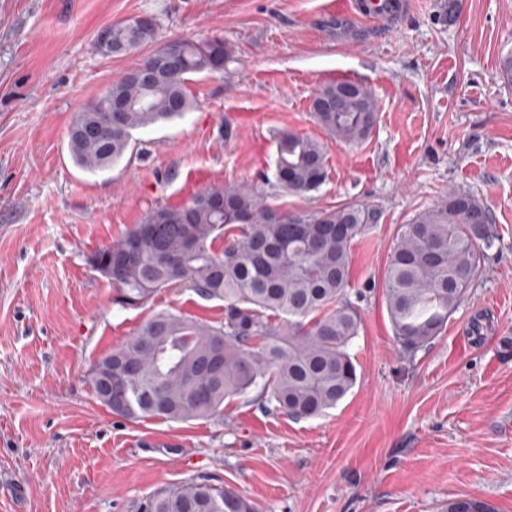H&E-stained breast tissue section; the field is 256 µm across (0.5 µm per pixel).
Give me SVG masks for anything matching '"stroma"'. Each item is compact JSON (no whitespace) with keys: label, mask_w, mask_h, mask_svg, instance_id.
<instances>
[{"label":"stroma","mask_w":512,"mask_h":512,"mask_svg":"<svg viewBox=\"0 0 512 512\" xmlns=\"http://www.w3.org/2000/svg\"><path fill=\"white\" fill-rule=\"evenodd\" d=\"M329 3L0 0V512H138L203 476L259 512H445L462 497L512 512V88L500 80L512 0H414L383 31L354 19L350 43ZM140 15L161 43L221 34L235 60L190 75L193 108L134 132L111 170H83L68 150L76 112L142 59L101 56L94 40ZM341 78L378 102L357 146L329 139L310 111ZM283 131L324 145L318 191L259 183ZM220 182L259 185L296 213L377 209L351 247V286L364 293L357 383L314 419L243 397L208 420L118 417L95 401L90 367L156 311L218 322L224 304L172 287L119 308L86 257ZM452 189L492 213L498 241L446 330L410 357L394 341L384 271L399 225Z\"/></svg>","instance_id":"obj_1"}]
</instances>
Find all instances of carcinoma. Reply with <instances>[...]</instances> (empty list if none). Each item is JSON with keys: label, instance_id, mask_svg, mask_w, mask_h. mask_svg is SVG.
I'll return each instance as SVG.
<instances>
[{"label": "carcinoma", "instance_id": "carcinoma-1", "mask_svg": "<svg viewBox=\"0 0 512 512\" xmlns=\"http://www.w3.org/2000/svg\"><path fill=\"white\" fill-rule=\"evenodd\" d=\"M157 27L135 34L128 21L103 28V56L151 45ZM224 38L170 39L76 113L68 129L73 161L90 172L122 158L133 132L193 108L187 75L225 69ZM352 85L336 99V89ZM312 115L339 144L358 145L377 122L378 104L363 84L321 87ZM328 173L324 145L278 134L273 187L284 195L315 192ZM377 220L371 204L349 201L310 215L269 205L253 187L213 184L187 203L150 210L121 239L91 252L87 264L112 285V303L146 305L182 284L224 302V320L158 311L89 373L94 398L130 421L175 422L224 416V401L256 391L253 402L296 419L335 408L357 382L349 353L362 315L350 298L351 246ZM223 242L218 248L216 244ZM496 241L493 216L473 194L451 190L399 226L387 264L384 303L394 340L413 355L448 326ZM139 512H256L251 500L207 477L147 497ZM448 512H490L459 498Z\"/></svg>", "mask_w": 512, "mask_h": 512}]
</instances>
